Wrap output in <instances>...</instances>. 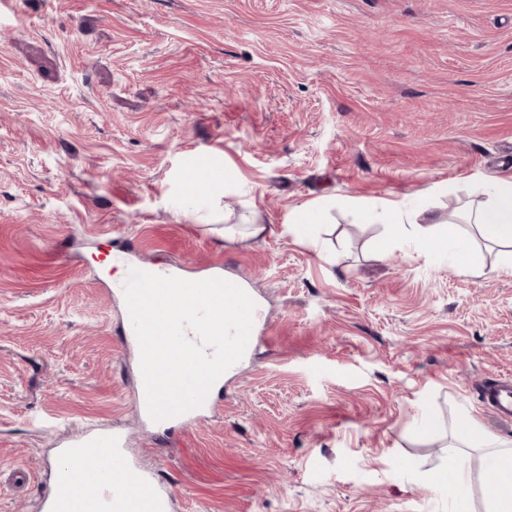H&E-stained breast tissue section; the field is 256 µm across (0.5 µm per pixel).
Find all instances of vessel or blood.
<instances>
[{"mask_svg": "<svg viewBox=\"0 0 512 512\" xmlns=\"http://www.w3.org/2000/svg\"><path fill=\"white\" fill-rule=\"evenodd\" d=\"M483 405L500 421L512 423V380L496 379L481 392ZM213 398L184 414L157 422L165 431L186 426L211 412ZM45 494V512H172L173 497L125 451V439L116 432H98L77 438L66 451Z\"/></svg>", "mask_w": 512, "mask_h": 512, "instance_id": "obj_1", "label": "vessel or blood"}]
</instances>
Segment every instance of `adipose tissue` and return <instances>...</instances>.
I'll use <instances>...</instances> for the list:
<instances>
[{"label": "adipose tissue", "mask_w": 512, "mask_h": 512, "mask_svg": "<svg viewBox=\"0 0 512 512\" xmlns=\"http://www.w3.org/2000/svg\"><path fill=\"white\" fill-rule=\"evenodd\" d=\"M481 193L484 201L474 217L478 232L485 239L512 247V178L484 182ZM343 202L356 210L362 221L386 224L391 240L409 244L418 253H430L440 241L453 242L454 264L469 270L473 260L469 243L461 237L458 225L443 216L435 214L429 223L415 224L406 221L400 203L394 200L372 203L347 196ZM459 434L470 447L485 450V459L497 474L496 479L484 487L490 512H512V438L486 436L467 416L461 421Z\"/></svg>", "instance_id": "obj_1"}]
</instances>
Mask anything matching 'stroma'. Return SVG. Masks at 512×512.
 Masks as SVG:
<instances>
[{
    "instance_id": "stroma-1",
    "label": "stroma",
    "mask_w": 512,
    "mask_h": 512,
    "mask_svg": "<svg viewBox=\"0 0 512 512\" xmlns=\"http://www.w3.org/2000/svg\"><path fill=\"white\" fill-rule=\"evenodd\" d=\"M202 155L226 179L193 196ZM509 177L512 0H0V512H42L67 441L112 429L174 512H485L458 425L512 438L479 398L512 376L511 252L461 225L462 272L338 198L420 223ZM254 200L263 239L238 225ZM315 200L304 244L283 226ZM130 241L244 279L268 316L186 430L135 414L110 267Z\"/></svg>"
}]
</instances>
